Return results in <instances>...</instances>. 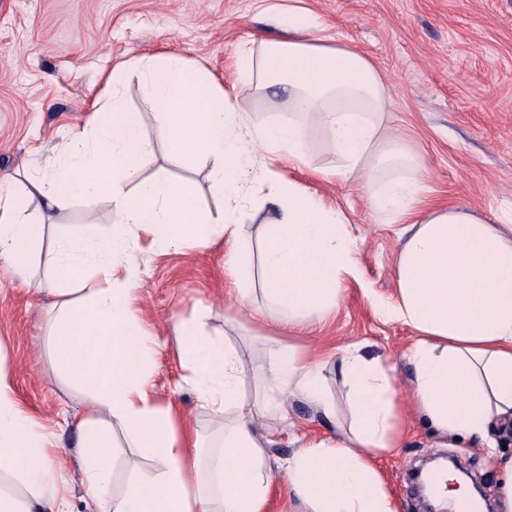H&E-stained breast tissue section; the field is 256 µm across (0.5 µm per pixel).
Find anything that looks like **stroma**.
Segmentation results:
<instances>
[{
  "label": "stroma",
  "mask_w": 512,
  "mask_h": 512,
  "mask_svg": "<svg viewBox=\"0 0 512 512\" xmlns=\"http://www.w3.org/2000/svg\"><path fill=\"white\" fill-rule=\"evenodd\" d=\"M292 8L318 22L319 36L371 56L390 88V127L409 137L424 159L429 201L463 204L485 216L512 196V0H0V52L11 54L0 66V180L14 181L17 192L26 193L29 178L43 172L56 145L84 123L115 65L177 54L222 85L230 79L237 45L287 37ZM124 98L128 108L147 115L148 92L138 77L129 79ZM144 132L154 144L150 170L180 173L208 207H218L208 191L207 168L176 160L148 115ZM335 165V154L315 130L307 166L280 171L341 208L360 243V274L344 276L333 317L293 339L309 355L326 357L324 386L341 412L345 390L332 353L357 343L365 358L396 361V385L403 390L408 367L402 355L411 331L372 308L374 299L393 292L400 227L377 221L358 183L316 180L314 169ZM51 273L44 246L34 248L28 273L0 268V344L9 354L17 400L55 424V456L71 462L79 450L64 419L80 410L83 395L53 360V299L34 289ZM139 278L134 307L155 340L156 396L197 431L203 448H217L221 429L188 381L176 329L199 319L207 335L236 345L256 368L242 384L249 402L263 391L279 396L259 370L268 361L271 336L247 318L225 313L232 284L224 274L223 245L206 251L144 248ZM256 423L272 430L269 453L280 460L302 438L336 433L335 421L300 399L291 400L287 418L268 410ZM445 453L497 499L501 474L482 452L464 440L441 447L435 433L413 419L397 451L376 462L398 512H425L428 499L410 472Z\"/></svg>",
  "instance_id": "stroma-1"
}]
</instances>
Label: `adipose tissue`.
<instances>
[{
  "mask_svg": "<svg viewBox=\"0 0 512 512\" xmlns=\"http://www.w3.org/2000/svg\"><path fill=\"white\" fill-rule=\"evenodd\" d=\"M294 35L241 43L237 79L212 84L184 57L171 55L117 65L84 126L59 145L60 162L29 179L48 216L75 203L94 210L108 201L111 232L87 223L51 242L52 280L39 292L55 295L53 358L83 387L72 428L83 450L82 481L89 512H267L282 483L307 512H397L377 457L401 444L404 422L416 417L440 438L470 441L503 474L498 512H512V457L496 455L494 434L512 425V197L485 218L468 207L425 201L419 151L387 123L389 87L361 50L317 35L306 13L292 10ZM150 91V109L165 140L209 166V192L221 208L203 211L196 191L161 172L145 175L153 154L141 113L126 109L121 92L131 74ZM284 107L253 123L249 103L272 88ZM320 128L338 159L323 179L359 183L376 215L401 227L394 266L396 288L374 301L384 319L408 327V397L395 386L386 359H366L358 345L336 353L350 425L335 436L305 441L284 461L271 459L269 434L254 422L240 383L249 373L238 349L203 335L200 323L179 327L182 362L198 399L224 430L218 451L203 457L191 431L161 403L152 378L153 338L133 308L139 286L140 240L162 250L224 245V271L235 286L227 310L285 332L322 323L339 303L344 275L359 269L360 248L341 210L285 178L274 163H305L310 133ZM0 182V265L23 272L44 226ZM276 216L258 241L243 236L256 205ZM261 282L265 306L252 304ZM267 375L289 397L332 415L322 365L292 345L273 341ZM134 450L129 480L113 491L114 429ZM52 425L18 403L8 355L0 348V512H57L64 481L52 466Z\"/></svg>",
  "mask_w": 512,
  "mask_h": 512,
  "instance_id": "adipose-tissue-1",
  "label": "adipose tissue"
}]
</instances>
